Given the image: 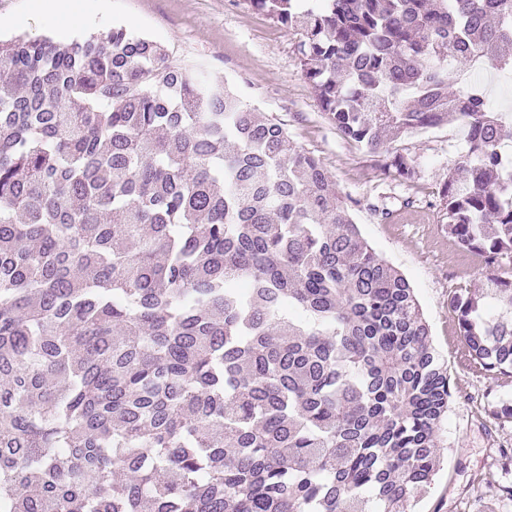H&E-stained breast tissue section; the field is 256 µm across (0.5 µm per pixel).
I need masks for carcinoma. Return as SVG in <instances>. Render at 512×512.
Masks as SVG:
<instances>
[{"instance_id":"1","label":"carcinoma","mask_w":512,"mask_h":512,"mask_svg":"<svg viewBox=\"0 0 512 512\" xmlns=\"http://www.w3.org/2000/svg\"><path fill=\"white\" fill-rule=\"evenodd\" d=\"M299 36L336 132L450 120L448 233L512 255V0H249ZM450 305L512 376V282ZM448 369L409 280L320 158L116 27L0 40V512H406L430 485Z\"/></svg>"}]
</instances>
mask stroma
Here are the masks:
<instances>
[{
	"mask_svg": "<svg viewBox=\"0 0 512 512\" xmlns=\"http://www.w3.org/2000/svg\"><path fill=\"white\" fill-rule=\"evenodd\" d=\"M0 17L15 23L0 37H57L51 19H33L25 0H0ZM122 26L160 43L171 61L206 79L234 86L243 99L284 124L289 137L319 157L369 244L412 283L451 397L442 423L441 465L417 512H512V419L495 409L512 402V377L467 366L450 299L477 292L488 276L512 280V259L489 266L461 249L442 220L440 188L467 152L456 123L408 134L395 151L414 165V180L397 179L386 157L342 139L305 76L298 38L249 0H89L72 38ZM389 216H382V209Z\"/></svg>",
	"mask_w": 512,
	"mask_h": 512,
	"instance_id": "1",
	"label": "stroma"
}]
</instances>
